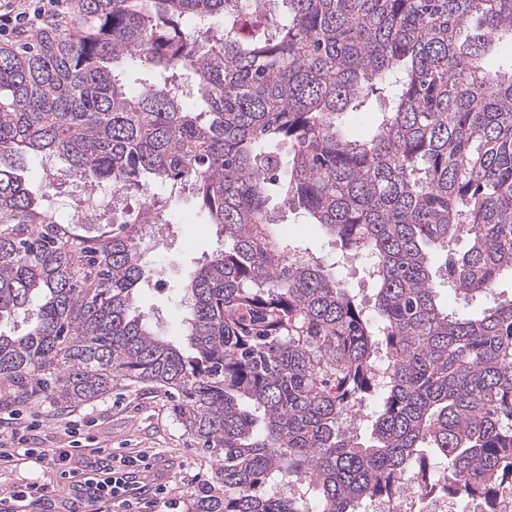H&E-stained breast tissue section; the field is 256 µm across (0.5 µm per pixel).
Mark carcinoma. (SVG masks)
I'll return each instance as SVG.
<instances>
[{"mask_svg":"<svg viewBox=\"0 0 512 512\" xmlns=\"http://www.w3.org/2000/svg\"><path fill=\"white\" fill-rule=\"evenodd\" d=\"M503 40L512 0H74L69 22L0 47V323L43 299L26 334L0 332V386L63 409L125 379L177 391L215 459L188 512H352L433 460L449 495L499 512L512 300L469 301L512 275ZM43 155L136 192L155 224L188 206L220 228L182 341L135 306L145 225L61 222L58 186L21 174ZM275 200L369 260L373 305L291 252ZM362 407L367 446L338 427Z\"/></svg>","mask_w":512,"mask_h":512,"instance_id":"cac0c4a2","label":"carcinoma"}]
</instances>
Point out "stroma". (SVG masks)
Instances as JSON below:
<instances>
[{"label":"stroma","instance_id":"obj_1","mask_svg":"<svg viewBox=\"0 0 512 512\" xmlns=\"http://www.w3.org/2000/svg\"><path fill=\"white\" fill-rule=\"evenodd\" d=\"M277 231L285 243L327 259L340 251L339 245L328 242L315 225L302 223L285 208L279 212ZM216 246V227L212 224L175 223L162 230L160 237L145 241L154 275L150 284L139 289L137 304L166 336H177L187 314L179 295L187 271L202 263ZM71 414L81 419L72 437L63 433L68 416L60 414L51 399L22 404L0 394V416L10 417V426L23 436L25 447L46 454L39 464L23 457L17 465L0 467V512H7L5 503L17 485L33 479L48 484L49 496L45 503L28 505L27 512H63L76 486L62 475L53 458L58 449L71 444L78 447L80 456L98 460L104 467L111 464L110 449L145 451L151 470L141 473L140 478L148 484L167 483L169 496L176 503L174 512H188L191 494L212 479L211 455L184 431L170 399L152 384L114 382L110 392L77 405Z\"/></svg>","mask_w":512,"mask_h":512}]
</instances>
